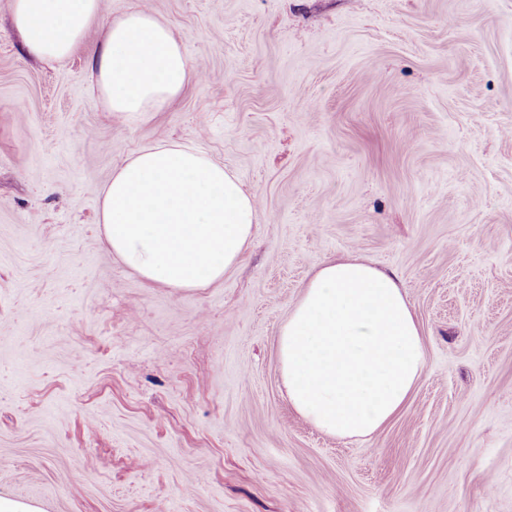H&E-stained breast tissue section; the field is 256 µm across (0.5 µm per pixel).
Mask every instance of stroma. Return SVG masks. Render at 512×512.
Masks as SVG:
<instances>
[{
	"mask_svg": "<svg viewBox=\"0 0 512 512\" xmlns=\"http://www.w3.org/2000/svg\"><path fill=\"white\" fill-rule=\"evenodd\" d=\"M147 3L195 75L110 112L89 47L25 49L0 0V495L40 512H512V0ZM193 142L258 200L205 288L140 279L101 194ZM397 276L426 369L377 436L289 406L277 333L310 273Z\"/></svg>",
	"mask_w": 512,
	"mask_h": 512,
	"instance_id": "stroma-1",
	"label": "stroma"
}]
</instances>
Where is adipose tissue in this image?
I'll return each instance as SVG.
<instances>
[{
  "instance_id": "adipose-tissue-1",
  "label": "adipose tissue",
  "mask_w": 512,
  "mask_h": 512,
  "mask_svg": "<svg viewBox=\"0 0 512 512\" xmlns=\"http://www.w3.org/2000/svg\"><path fill=\"white\" fill-rule=\"evenodd\" d=\"M101 0H12L28 51L63 61L91 47L96 85L111 111L159 112L193 75L184 40L144 8L103 21ZM101 41L89 44L97 23ZM103 236L142 279L203 288L223 279L252 242L258 201L239 179L187 143L143 146L102 191ZM291 408L320 432L368 440L407 405L426 357L422 331L394 275L357 259L324 261L278 331Z\"/></svg>"
}]
</instances>
